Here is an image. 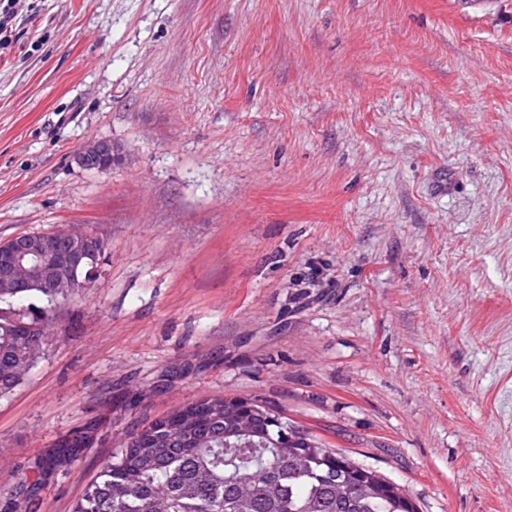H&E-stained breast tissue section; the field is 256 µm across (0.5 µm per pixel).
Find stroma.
Segmentation results:
<instances>
[{"instance_id":"obj_1","label":"stroma","mask_w":512,"mask_h":512,"mask_svg":"<svg viewBox=\"0 0 512 512\" xmlns=\"http://www.w3.org/2000/svg\"><path fill=\"white\" fill-rule=\"evenodd\" d=\"M24 9L0 241L105 253L0 397V512H73L127 435L207 396L265 401L417 512H512V0ZM78 163L87 170H104L112 166V142L94 140L84 145L77 153Z\"/></svg>"}]
</instances>
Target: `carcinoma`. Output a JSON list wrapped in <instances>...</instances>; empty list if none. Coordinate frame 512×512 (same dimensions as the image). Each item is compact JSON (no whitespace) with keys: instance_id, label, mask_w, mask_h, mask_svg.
I'll return each instance as SVG.
<instances>
[{"instance_id":"1","label":"carcinoma","mask_w":512,"mask_h":512,"mask_svg":"<svg viewBox=\"0 0 512 512\" xmlns=\"http://www.w3.org/2000/svg\"><path fill=\"white\" fill-rule=\"evenodd\" d=\"M59 297L52 288L0 290V397L35 366ZM206 397L177 408L163 441L156 420L105 459L74 512H416L377 471L310 437L288 418L269 423L256 399ZM296 439L282 441V433Z\"/></svg>"}]
</instances>
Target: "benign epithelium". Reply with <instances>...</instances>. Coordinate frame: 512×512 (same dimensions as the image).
<instances>
[{
  "instance_id": "obj_1",
  "label": "benign epithelium",
  "mask_w": 512,
  "mask_h": 512,
  "mask_svg": "<svg viewBox=\"0 0 512 512\" xmlns=\"http://www.w3.org/2000/svg\"><path fill=\"white\" fill-rule=\"evenodd\" d=\"M78 163L87 170L112 167V142L94 140L77 153ZM99 236L82 230L23 233L0 242V288L24 285L39 288H64L66 294L76 293L83 282L78 274L86 266L89 275L100 272L96 266Z\"/></svg>"
}]
</instances>
